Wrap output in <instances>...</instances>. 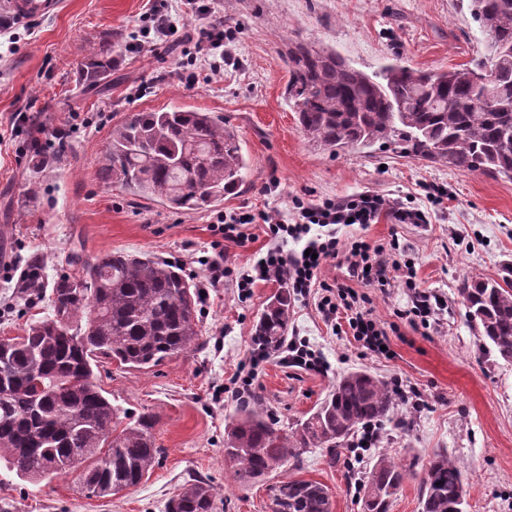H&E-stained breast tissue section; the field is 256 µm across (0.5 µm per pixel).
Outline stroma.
Listing matches in <instances>:
<instances>
[{
    "label": "stroma",
    "mask_w": 512,
    "mask_h": 512,
    "mask_svg": "<svg viewBox=\"0 0 512 512\" xmlns=\"http://www.w3.org/2000/svg\"><path fill=\"white\" fill-rule=\"evenodd\" d=\"M7 2L0 0V23L11 24L17 43L0 52V336L21 335L26 322L50 313L45 300L22 311L11 297L24 259L33 254L44 257L50 275L76 278L73 253L89 260L107 251L146 253L176 264L200 286L202 257L223 251L235 273H247L270 244L264 224L244 226L245 245L218 243L211 225L220 213L285 214L296 197L317 202L365 190L427 209L426 224L383 217L364 228H342L340 236L398 240L416 266L418 287L441 298L443 310L429 324L413 326L400 317L411 305L402 279L383 290L368 288L372 313L388 335L386 358L334 333L313 299L292 296L288 334L322 352L327 368L304 370L276 351L255 382L260 401L286 431L356 369L388 382L403 379L423 394V405L399 403L397 419L383 422L382 438L362 460L349 448L333 455L312 448L270 482L316 481L327 488L332 512H361L359 481L386 452L417 469L392 497L389 512H422L419 471L434 452L445 451L467 479L468 512H512V362L488 353L457 292L464 278L498 280L512 264V180L386 147L320 148L303 136L287 95L286 56L300 42L335 50L367 72L396 55L429 72L474 66L486 55L488 37L469 0H211L238 28L237 63L192 86L167 45L125 52L149 0H60L57 13L30 24L11 22ZM106 39L114 44L112 69L86 86L81 67ZM138 85L145 94L130 97ZM173 106L223 117L238 133L249 159L247 179L216 207L176 212L98 175L114 125L131 112ZM19 112L28 120L17 125ZM76 114L82 125L74 131ZM35 119L46 129L43 146L64 149L58 164L34 168ZM435 184L448 190L439 205L426 198ZM278 289L260 283L246 298L229 282L209 289L198 306L201 334L191 350L148 369L99 366L97 382L114 405L132 416L148 411L156 417L162 454L136 487L91 497L75 475L30 483L1 462L0 512H166L169 499L194 480L220 489L216 512H272L270 482L239 485L224 459L225 425L238 407L224 386L247 361L258 317ZM401 417L410 419L409 429L398 425Z\"/></svg>",
    "instance_id": "35a3bbf8"
}]
</instances>
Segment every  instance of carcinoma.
Returning a JSON list of instances; mask_svg holds the SVG:
<instances>
[{
	"instance_id": "carcinoma-1",
	"label": "carcinoma",
	"mask_w": 512,
	"mask_h": 512,
	"mask_svg": "<svg viewBox=\"0 0 512 512\" xmlns=\"http://www.w3.org/2000/svg\"><path fill=\"white\" fill-rule=\"evenodd\" d=\"M471 12L490 41L473 67L428 73L400 61L367 73L338 53L299 44L288 56V99L302 133L329 149L394 147L512 180V0H471ZM112 67V48L92 51L84 71L93 84ZM247 159L224 118L192 109L132 112L112 127L99 170L102 181L180 211L209 209L245 180ZM79 279L49 282L44 260L31 257L15 282L14 300L26 307L51 291V315L27 325L0 349V459L25 481L77 474L94 495L137 486L160 454L153 414L122 423L95 369L104 360L145 369L184 352L200 336L198 289L160 257L107 252L79 256ZM483 345L512 361V269L502 281L471 276L458 288ZM288 291L268 304L255 340L274 346L288 334ZM398 403L388 382L358 370L339 377L326 400L284 434L255 401L225 424L224 459L241 485L256 484L326 448L331 461L359 429L393 415ZM410 470L384 453L362 481L364 512H388L390 498ZM273 512H331L330 495L316 481L290 479L270 487ZM422 512H465L463 473L446 452L434 454L421 482ZM216 488L187 484L167 512H215Z\"/></svg>"
}]
</instances>
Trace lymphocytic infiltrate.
Listing matches in <instances>:
<instances>
[{"label": "lymphocytic infiltrate", "instance_id": "obj_1", "mask_svg": "<svg viewBox=\"0 0 512 512\" xmlns=\"http://www.w3.org/2000/svg\"><path fill=\"white\" fill-rule=\"evenodd\" d=\"M197 15L206 16V23L188 28L187 19ZM172 39L183 42L182 65L192 72L216 75L235 61L233 31L225 28L223 17L211 15L204 0H154L139 32L132 35L125 49L132 54L151 51ZM292 212L294 218L289 222L272 211L218 215L213 231L220 238L241 246L246 242L243 225L265 224L274 243L252 272L237 277L223 259H206L208 287L222 286L230 277L239 295L246 297L259 282L288 284L301 297L316 296V308L324 322L332 324L338 315H346L354 338L374 353L386 344L387 333L373 318L365 289L389 286L390 271H397L411 291V306L405 310V318L424 323L433 315L431 294L416 286L414 264L392 258L400 249L398 241L384 245L354 238L344 243L336 231L337 226L351 222L374 224L383 216L396 224H425L429 221L427 210L362 191L343 199L326 198L316 204L297 197L292 201ZM337 258L356 278V286L320 279L322 268Z\"/></svg>", "mask_w": 512, "mask_h": 512}]
</instances>
